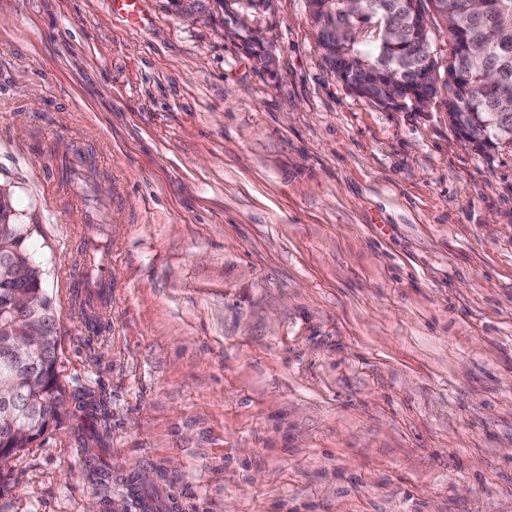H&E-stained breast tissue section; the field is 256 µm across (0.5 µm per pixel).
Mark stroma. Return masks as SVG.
Returning <instances> with one entry per match:
<instances>
[{
	"mask_svg": "<svg viewBox=\"0 0 512 512\" xmlns=\"http://www.w3.org/2000/svg\"><path fill=\"white\" fill-rule=\"evenodd\" d=\"M165 2L0 0V185L86 393L0 512H512V152L351 94L306 0L240 16L267 67ZM111 264L112 253H105L96 277H85L77 282L78 288H84L85 308L91 309L112 302V282L106 273Z\"/></svg>",
	"mask_w": 512,
	"mask_h": 512,
	"instance_id": "1",
	"label": "stroma"
}]
</instances>
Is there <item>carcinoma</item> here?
<instances>
[{"instance_id": "cac0c4a2", "label": "carcinoma", "mask_w": 512, "mask_h": 512, "mask_svg": "<svg viewBox=\"0 0 512 512\" xmlns=\"http://www.w3.org/2000/svg\"><path fill=\"white\" fill-rule=\"evenodd\" d=\"M318 44L336 76L368 89L381 79L370 101L399 98L408 107L429 97L448 114V127L477 153L491 155L512 146V0H421L422 8L447 22L448 64H443L432 31L424 28L406 0H366L360 14H346L343 0H307ZM396 19L403 35L390 40L370 28L382 15ZM336 25V31L330 26ZM11 192L0 187V258L28 267L24 280L0 268V380L13 385L0 399V457H10L41 437L70 401L57 372V320L43 291L26 227L15 222ZM34 310L47 335L29 353L14 336L15 313Z\"/></svg>"}]
</instances>
